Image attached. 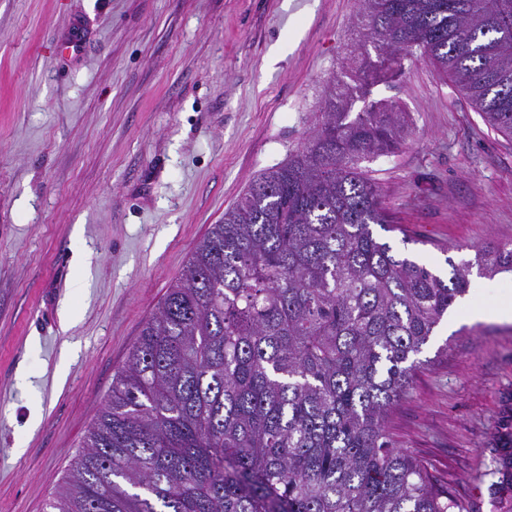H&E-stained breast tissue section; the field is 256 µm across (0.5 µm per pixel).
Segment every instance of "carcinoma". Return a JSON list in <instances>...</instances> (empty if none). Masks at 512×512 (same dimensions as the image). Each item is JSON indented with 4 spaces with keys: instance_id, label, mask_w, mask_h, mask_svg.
<instances>
[{
    "instance_id": "obj_1",
    "label": "carcinoma",
    "mask_w": 512,
    "mask_h": 512,
    "mask_svg": "<svg viewBox=\"0 0 512 512\" xmlns=\"http://www.w3.org/2000/svg\"><path fill=\"white\" fill-rule=\"evenodd\" d=\"M380 63L420 52L512 138V0H360ZM330 92L304 148L251 181L168 287L112 380L49 512H463L396 446L448 279L381 241L393 231L360 166L398 151L403 113Z\"/></svg>"
}]
</instances>
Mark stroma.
<instances>
[{
    "instance_id": "obj_1",
    "label": "stroma",
    "mask_w": 512,
    "mask_h": 512,
    "mask_svg": "<svg viewBox=\"0 0 512 512\" xmlns=\"http://www.w3.org/2000/svg\"><path fill=\"white\" fill-rule=\"evenodd\" d=\"M363 42L358 0H0V512H47L196 244L342 71L353 111L411 132L361 163L399 226L382 240L443 277L512 245V139L429 59L361 74ZM470 280L389 428L463 512H512V323L466 316L512 273Z\"/></svg>"
}]
</instances>
